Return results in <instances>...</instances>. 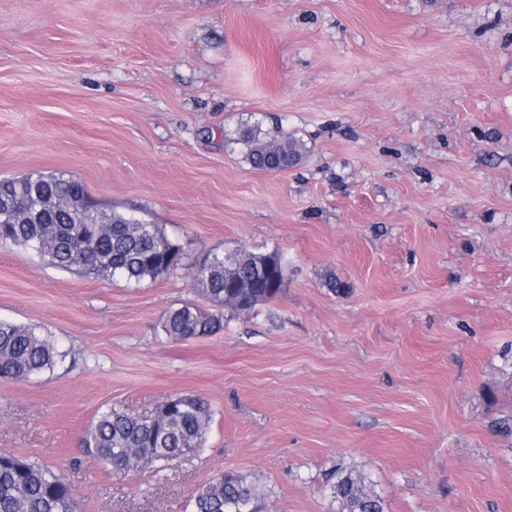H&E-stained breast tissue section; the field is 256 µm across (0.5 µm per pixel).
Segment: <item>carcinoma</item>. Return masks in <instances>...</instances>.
I'll use <instances>...</instances> for the list:
<instances>
[{"label": "carcinoma", "instance_id": "cac0c4a2", "mask_svg": "<svg viewBox=\"0 0 512 512\" xmlns=\"http://www.w3.org/2000/svg\"><path fill=\"white\" fill-rule=\"evenodd\" d=\"M224 140L245 147L254 169H290L303 164L304 145L288 134L263 136L257 126H241ZM0 247L33 251L57 267L102 278L140 281L171 276L183 266L182 248L155 224L90 202L73 178L26 174L0 180ZM288 266L273 254H211L192 278L212 302L239 310V297L254 282L277 276ZM224 314L185 304L168 312L161 331L172 342L218 332ZM62 354L37 328L0 322V378L26 380L53 369ZM212 418L199 395L166 398L149 418L111 407L99 414L82 438L87 451L114 468L136 472L135 458L149 453L168 462L203 447ZM339 512H385L370 481L354 470L338 469L327 479ZM249 499L262 510L264 494L238 472L218 475L197 491L193 512H226ZM0 512H81V502L65 475L21 457L0 456Z\"/></svg>", "mask_w": 512, "mask_h": 512}]
</instances>
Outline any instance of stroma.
Returning <instances> with one entry per match:
<instances>
[{
  "label": "stroma",
  "instance_id": "obj_1",
  "mask_svg": "<svg viewBox=\"0 0 512 512\" xmlns=\"http://www.w3.org/2000/svg\"><path fill=\"white\" fill-rule=\"evenodd\" d=\"M301 139L252 169L240 123ZM81 181L183 249L170 277L80 276L0 247V321L63 357L0 379V454L64 472L83 512H191L227 471L263 512H512V0H0V179ZM276 253L280 295L172 342L191 269ZM205 398L198 452L138 474L81 446L110 407ZM327 486L340 512H385L383 499L359 472L338 469L327 479Z\"/></svg>",
  "mask_w": 512,
  "mask_h": 512
}]
</instances>
